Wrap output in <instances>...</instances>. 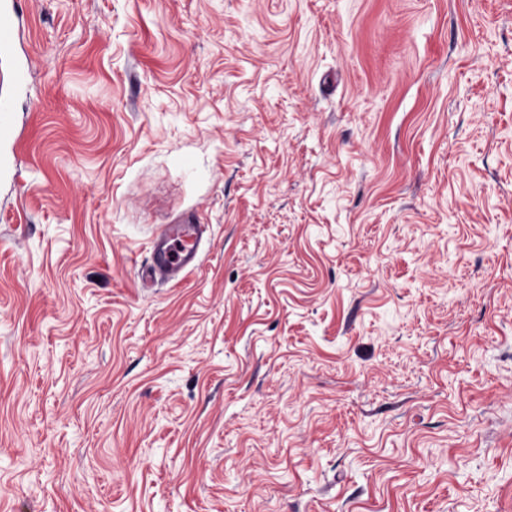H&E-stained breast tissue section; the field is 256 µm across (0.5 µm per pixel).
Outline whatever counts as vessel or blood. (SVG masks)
<instances>
[{
	"instance_id": "vessel-or-blood-1",
	"label": "vessel or blood",
	"mask_w": 512,
	"mask_h": 512,
	"mask_svg": "<svg viewBox=\"0 0 512 512\" xmlns=\"http://www.w3.org/2000/svg\"><path fill=\"white\" fill-rule=\"evenodd\" d=\"M25 26V18L18 0H0V62H12L15 87H23L27 67L18 54ZM206 231L205 225L186 219L169 224L150 242V259L141 269L144 278L173 285L183 281L188 273L201 264L199 243Z\"/></svg>"
}]
</instances>
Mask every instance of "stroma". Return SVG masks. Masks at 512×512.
Returning a JSON list of instances; mask_svg holds the SVG:
<instances>
[{
    "label": "stroma",
    "mask_w": 512,
    "mask_h": 512,
    "mask_svg": "<svg viewBox=\"0 0 512 512\" xmlns=\"http://www.w3.org/2000/svg\"><path fill=\"white\" fill-rule=\"evenodd\" d=\"M20 2L0 512H512V0ZM206 225L196 224L193 218L179 224H168L150 241L149 263L141 267V274L151 281H165L177 285L188 273L201 264L199 243Z\"/></svg>",
    "instance_id": "stroma-1"
}]
</instances>
